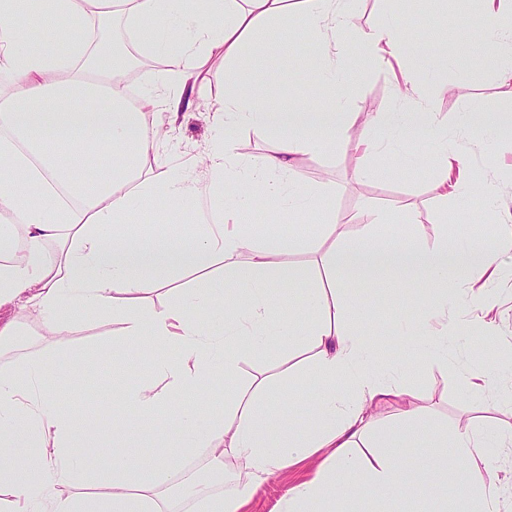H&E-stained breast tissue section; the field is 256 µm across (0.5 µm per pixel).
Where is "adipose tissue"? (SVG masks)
Segmentation results:
<instances>
[{
  "label": "adipose tissue",
  "mask_w": 512,
  "mask_h": 512,
  "mask_svg": "<svg viewBox=\"0 0 512 512\" xmlns=\"http://www.w3.org/2000/svg\"><path fill=\"white\" fill-rule=\"evenodd\" d=\"M354 0H0V346L19 334L12 312L24 309L63 334L71 313L114 315L121 340L149 350L164 346L170 358L156 362L155 377L127 391L120 411L103 409L112 440L81 424L64 406L60 389L71 379L56 356L37 355L0 372V512H241L252 493L279 470L318 452L326 457L315 476L290 488L279 512H348L353 502L379 505L414 489L400 451L375 457L358 452L376 441L380 413L404 397V389L373 355L388 344L346 325L364 294L347 289L362 279L379 286L399 278L425 281L432 296L415 320L401 319L395 333L404 343L447 350L459 330L450 316L474 274L498 269L512 252V229L496 238L462 244L440 233L430 242L381 236L386 211L361 206L350 216L364 234L332 241L321 261L325 283L284 263L304 250L300 233L255 241L246 217L256 196L293 215L327 211L326 195L301 184L302 159L322 153L326 140H345L360 177L376 180L380 167L366 165L380 148L355 130L347 112H322L280 95L250 98L214 77L209 63L222 58L232 68L251 54L262 57V33L273 25L299 23L320 46L322 86L345 83L343 59L387 67L408 57L426 58L428 44L411 41L399 22L386 18L369 31L357 28ZM486 23L479 40L512 52V0H484ZM118 20L135 31V50L162 59L152 91L136 107L127 103L125 70L112 47L87 35L90 18ZM66 33L67 47L32 45L33 32ZM355 32L353 44L343 36ZM403 108L375 113L380 131L401 128L404 117L429 135L441 158L440 198L483 200L498 208L491 184L470 173L447 126L422 92L418 73L392 78ZM211 94L212 137L202 151L162 179L136 181L151 162L173 153V131L193 94ZM276 139L272 152L244 162L229 145L243 127ZM107 168H99L100 160ZM82 163L87 178L73 173ZM237 201H224L225 184ZM164 222L190 224V245L168 238H138L134 224L146 206ZM55 246L48 254L47 246ZM246 265H239V257ZM224 266V290L187 289L162 307L149 305L179 274L208 273ZM306 281L301 311L282 307L284 287ZM269 336L300 337L310 357L308 373L325 388L304 423L263 410L273 377L241 385L233 398L209 415L181 404L189 391L202 392L208 378L237 380L244 347ZM167 418H159L160 409ZM177 423L186 452L206 449L213 461L205 479L185 474L181 458L166 449L145 457L135 450L144 431ZM454 459L470 467L459 489L467 512H500L498 478L484 456L512 446V422L491 431L465 426L451 437ZM240 468L225 475V458ZM177 476L180 493L167 491L162 475ZM104 478L98 498L64 493L67 485Z\"/></svg>",
  "instance_id": "obj_1"
}]
</instances>
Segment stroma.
Wrapping results in <instances>:
<instances>
[{
	"mask_svg": "<svg viewBox=\"0 0 512 512\" xmlns=\"http://www.w3.org/2000/svg\"><path fill=\"white\" fill-rule=\"evenodd\" d=\"M356 9L358 25L363 30H370L393 15L408 37L430 42L439 36L436 18L447 15L448 26L466 46V53L447 63L433 58L426 63L413 60L409 66L421 73L423 90L433 99L436 110L446 114L448 130L455 135L469 169L495 186L502 211L489 217L463 210L457 200H438L435 156L428 136L420 132L395 139L394 148L400 154L420 156L422 165H396L386 168L381 179L361 180L350 162V145L340 141L327 157L303 160L297 169V180L330 193L331 222L350 239L359 238L362 228L348 223L347 218L364 203L394 212L395 218L386 232L396 240L412 231L420 240L429 241L443 228L459 240L471 238L479 227L487 233L502 229L503 211L512 210V146L493 148L490 128L499 125L512 129V87L498 81L503 57L475 38L486 22L482 0H357ZM317 53L316 42L304 37L296 25L270 27L265 34L263 61L249 58L238 65L237 81L253 97H265L267 86L260 70L266 67L273 72L284 96L305 100L314 78L310 62ZM347 78L343 91L324 90L323 106L329 109L337 100H345L355 129L365 128L373 113L396 110L387 71L353 60ZM207 110L206 98L193 96L191 107L180 114L176 124L174 142L178 150L193 152L206 146L210 138L204 120ZM408 214L414 217L415 229H408L403 221ZM501 263L503 275L497 283L499 303L494 333L482 329L479 311L465 296L454 309L462 328L450 343L447 364H424L412 347L399 340L378 351L381 363L395 368L397 378L410 391L423 423L441 432L451 433L470 423L488 427L512 417L511 405L473 395L466 385L469 374L480 372L489 383L504 389L512 387V380L497 373L500 348L512 344V255L502 257ZM425 293L422 284L411 280L372 288L359 321L364 330L386 333L396 317H416ZM19 320L27 339L0 350V368H12L29 355L58 353L74 371L72 381L60 393L62 402L75 411L82 423L93 426L102 438L111 439V426L97 420L96 411L103 406L120 405L127 390L153 375L152 357L118 343L122 324L109 315H73L70 330L60 345L52 343L49 328L40 320L24 312ZM308 356V351L285 346L272 336L263 349L245 355L240 378L245 381L262 373H293V380L273 393L267 410L303 423L309 419L312 402L321 389L314 376L295 373ZM404 454L418 489L392 502V512H435L436 503L426 486L441 479L447 482L449 503H457L459 472L445 476L439 469L453 456V448L421 444L405 449ZM433 460L438 461V468H430ZM316 465V460L311 459L280 470L254 492L244 512H278L288 488L309 479Z\"/></svg>",
	"mask_w": 512,
	"mask_h": 512,
	"instance_id": "1",
	"label": "stroma"
}]
</instances>
